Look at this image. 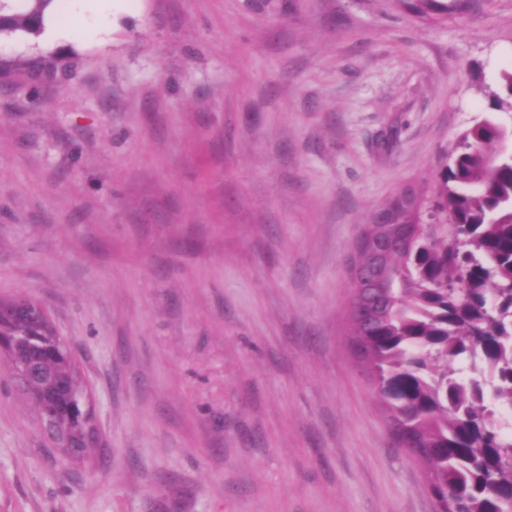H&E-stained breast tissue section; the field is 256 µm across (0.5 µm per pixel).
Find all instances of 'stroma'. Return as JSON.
I'll list each match as a JSON object with an SVG mask.
<instances>
[{
    "label": "stroma",
    "mask_w": 512,
    "mask_h": 512,
    "mask_svg": "<svg viewBox=\"0 0 512 512\" xmlns=\"http://www.w3.org/2000/svg\"><path fill=\"white\" fill-rule=\"evenodd\" d=\"M0 40V299L50 313L100 446L63 458L0 363V512H435L348 336L375 211L512 123V0H128ZM76 2L74 13L86 24L94 33V37L98 38L102 34H105L108 30V26L112 19V11L117 8L118 5L112 2V0H96L98 2L94 11L87 15L84 12L80 2L84 0H71ZM399 6L426 21L440 23L448 18V11L463 14L469 10L472 0H398ZM12 68L21 70L20 75L54 79L62 69V64L56 59L45 56L27 60H0V77L10 74Z\"/></svg>",
    "instance_id": "stroma-1"
}]
</instances>
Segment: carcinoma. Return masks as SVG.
<instances>
[{"label": "carcinoma", "mask_w": 512, "mask_h": 512, "mask_svg": "<svg viewBox=\"0 0 512 512\" xmlns=\"http://www.w3.org/2000/svg\"><path fill=\"white\" fill-rule=\"evenodd\" d=\"M0 0V35L37 37L44 12L57 0ZM426 21L463 14L472 0H398ZM54 79L62 64L51 57L0 60L11 69ZM494 105L512 109V72ZM430 208L435 227L396 199L386 208L411 226L409 239L388 259L387 310L368 328L354 326L391 428L408 436L426 464L438 512H512V440L495 424L494 403L512 406V129L484 119L466 129L449 154ZM464 360L490 376L464 379L450 364Z\"/></svg>", "instance_id": "obj_1"}]
</instances>
